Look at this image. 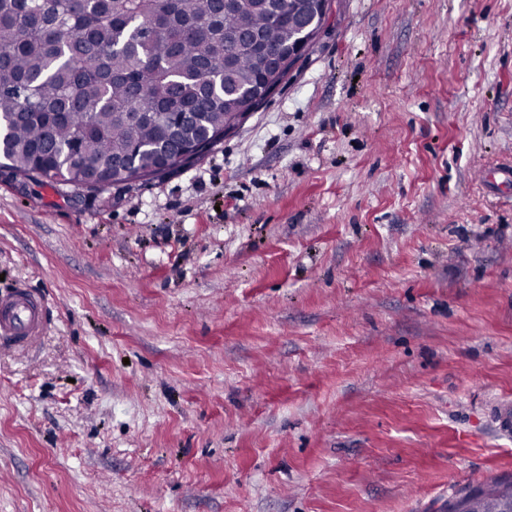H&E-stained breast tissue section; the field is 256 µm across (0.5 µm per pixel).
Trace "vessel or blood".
I'll return each mask as SVG.
<instances>
[{
  "label": "vessel or blood",
  "instance_id": "b4317fda",
  "mask_svg": "<svg viewBox=\"0 0 512 512\" xmlns=\"http://www.w3.org/2000/svg\"><path fill=\"white\" fill-rule=\"evenodd\" d=\"M52 319L46 301L29 288L18 285L0 293V344L31 346Z\"/></svg>",
  "mask_w": 512,
  "mask_h": 512
}]
</instances>
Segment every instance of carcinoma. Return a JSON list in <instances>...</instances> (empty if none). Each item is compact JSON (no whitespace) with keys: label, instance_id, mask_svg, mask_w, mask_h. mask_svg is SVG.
<instances>
[{"label":"carcinoma","instance_id":"carcinoma-1","mask_svg":"<svg viewBox=\"0 0 512 512\" xmlns=\"http://www.w3.org/2000/svg\"><path fill=\"white\" fill-rule=\"evenodd\" d=\"M299 0H0V165L60 189L89 170L112 172L131 153L138 168L175 143L213 147L265 62L288 51L308 17ZM233 79L224 81V58ZM192 113L171 124L167 117ZM492 479L448 500L459 512H503Z\"/></svg>","mask_w":512,"mask_h":512}]
</instances>
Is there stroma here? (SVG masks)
Here are the masks:
<instances>
[{
    "label": "stroma",
    "mask_w": 512,
    "mask_h": 512,
    "mask_svg": "<svg viewBox=\"0 0 512 512\" xmlns=\"http://www.w3.org/2000/svg\"><path fill=\"white\" fill-rule=\"evenodd\" d=\"M203 160L0 169V512H444L512 479V0H339ZM52 319L46 301L23 285L0 293V344L29 347Z\"/></svg>",
    "instance_id": "35a3bbf8"
}]
</instances>
